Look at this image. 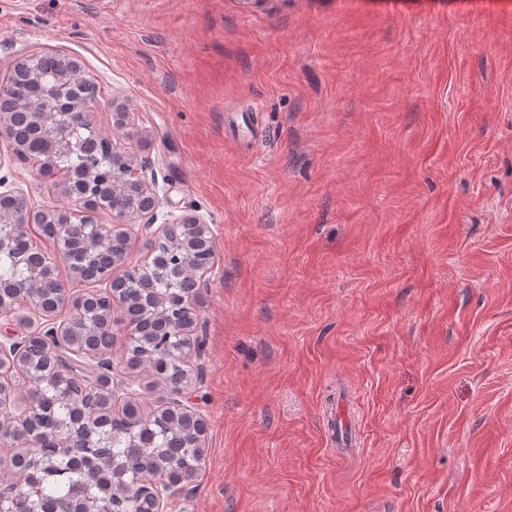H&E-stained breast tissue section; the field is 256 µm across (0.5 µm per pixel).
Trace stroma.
I'll return each mask as SVG.
<instances>
[{
  "instance_id": "obj_1",
  "label": "stroma",
  "mask_w": 512,
  "mask_h": 512,
  "mask_svg": "<svg viewBox=\"0 0 512 512\" xmlns=\"http://www.w3.org/2000/svg\"><path fill=\"white\" fill-rule=\"evenodd\" d=\"M46 53L210 230L167 512H512V0H0V83Z\"/></svg>"
}]
</instances>
